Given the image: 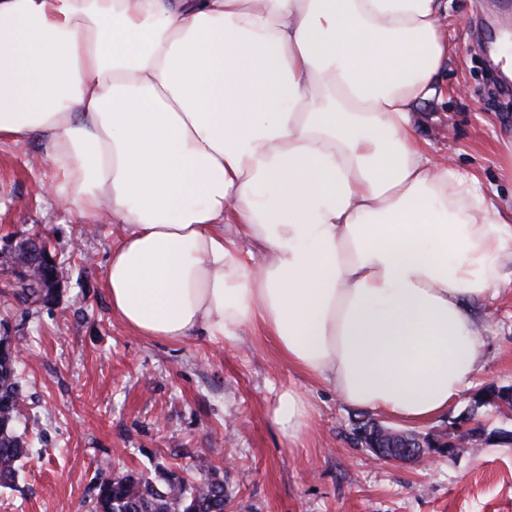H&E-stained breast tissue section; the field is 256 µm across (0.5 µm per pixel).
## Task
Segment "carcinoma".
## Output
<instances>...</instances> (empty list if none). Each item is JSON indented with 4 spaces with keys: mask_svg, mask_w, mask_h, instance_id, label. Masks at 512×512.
Returning a JSON list of instances; mask_svg holds the SVG:
<instances>
[{
    "mask_svg": "<svg viewBox=\"0 0 512 512\" xmlns=\"http://www.w3.org/2000/svg\"><path fill=\"white\" fill-rule=\"evenodd\" d=\"M43 274L16 280L11 284L14 298L23 305L44 304L52 295L41 288ZM25 395L18 372L15 349L0 338V487H11L19 462L27 455L28 445L19 429ZM476 403L512 408V393L491 388L481 393ZM199 476L193 482L182 477L162 478L158 484L133 473L114 475L108 463L98 468L93 485V512H225L228 495L224 480L205 458L196 462Z\"/></svg>",
    "mask_w": 512,
    "mask_h": 512,
    "instance_id": "1",
    "label": "carcinoma"
}]
</instances>
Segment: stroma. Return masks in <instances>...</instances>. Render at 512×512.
Wrapping results in <instances>:
<instances>
[{
  "label": "stroma",
  "instance_id": "obj_1",
  "mask_svg": "<svg viewBox=\"0 0 512 512\" xmlns=\"http://www.w3.org/2000/svg\"><path fill=\"white\" fill-rule=\"evenodd\" d=\"M441 93L415 109V129L435 158L475 171L500 205H512V96L501 67L478 51L512 28V0H449ZM42 146L0 142V336L23 352L27 405L19 427L31 445L0 512H91L100 463L160 480L186 476L207 458L224 480L226 512H512V443L499 439L431 463L375 460L353 442L375 411L344 403L328 385L294 369L259 330L236 341L182 343L131 333L112 313L103 273L121 233L108 213L84 217L44 187ZM41 236L71 273L53 300L24 307L4 293L7 259ZM482 366L448 410L416 429L427 436L512 430V410L475 408L489 387L512 386V289L474 305ZM310 402L303 448L289 450L270 418L277 392Z\"/></svg>",
  "mask_w": 512,
  "mask_h": 512
}]
</instances>
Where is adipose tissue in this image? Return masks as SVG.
<instances>
[{
	"label": "adipose tissue",
	"instance_id": "adipose-tissue-1",
	"mask_svg": "<svg viewBox=\"0 0 512 512\" xmlns=\"http://www.w3.org/2000/svg\"><path fill=\"white\" fill-rule=\"evenodd\" d=\"M448 0H0V140L122 233L135 334L260 329L347 404L426 423L481 361L470 302L512 288V211L413 112L455 52ZM311 405L280 390L288 443Z\"/></svg>",
	"mask_w": 512,
	"mask_h": 512
}]
</instances>
